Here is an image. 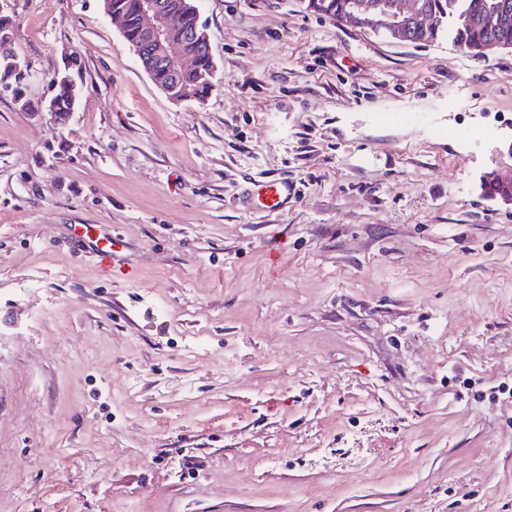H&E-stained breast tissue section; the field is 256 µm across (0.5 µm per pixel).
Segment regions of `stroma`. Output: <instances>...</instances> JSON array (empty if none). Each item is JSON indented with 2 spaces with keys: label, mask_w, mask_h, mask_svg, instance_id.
<instances>
[{
  "label": "stroma",
  "mask_w": 512,
  "mask_h": 512,
  "mask_svg": "<svg viewBox=\"0 0 512 512\" xmlns=\"http://www.w3.org/2000/svg\"><path fill=\"white\" fill-rule=\"evenodd\" d=\"M197 7L214 88L176 104L102 0H0L27 100L82 89L65 122L0 89V512H512V202L479 188L512 49ZM291 188L288 182L284 180L263 181L255 185V190L258 195L261 193L270 198L274 203L284 204L288 198ZM75 235L84 242L88 252L98 259L100 266L106 271L121 270L129 267L123 256V248L116 247L117 239L98 229L94 224H77Z\"/></svg>",
  "instance_id": "1"
}]
</instances>
